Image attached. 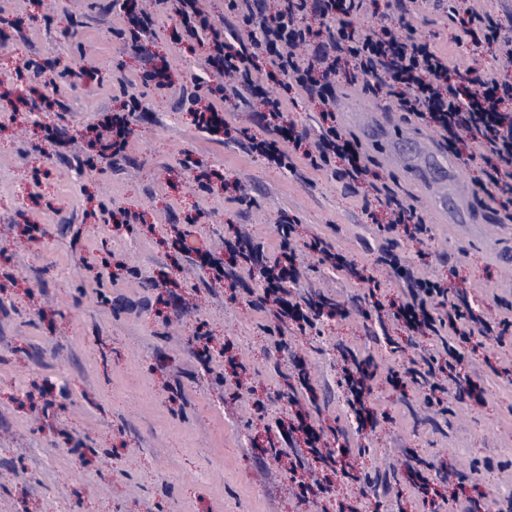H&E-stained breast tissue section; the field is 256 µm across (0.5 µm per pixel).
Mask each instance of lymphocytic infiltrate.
<instances>
[{
	"label": "lymphocytic infiltrate",
	"mask_w": 512,
	"mask_h": 512,
	"mask_svg": "<svg viewBox=\"0 0 512 512\" xmlns=\"http://www.w3.org/2000/svg\"><path fill=\"white\" fill-rule=\"evenodd\" d=\"M369 0H283L280 10L264 15L259 0H226V9L236 20L235 30L219 26L198 6V0H173L175 32L186 41L207 38L209 61L218 63L219 77L208 85L207 98L190 94L196 105L195 123L208 133L221 131L225 121L218 114L219 101L247 99L260 94L265 109L263 118L274 131L284 119L283 98L278 94L258 93L253 75L266 71L269 77H286L308 97L328 102V93L336 73H344L347 82H363L366 88L383 91L397 109L432 126L441 143L456 157L467 156L480 161L479 188L497 204L504 220L512 223V112L505 108L512 101V84L499 82L481 66L466 71H450L448 57L434 46L418 41L413 28L397 32L385 27L372 35L359 33L353 20L365 12ZM332 20L329 40L315 41L310 28L299 19L307 10ZM316 134L307 129L294 130L286 144L275 140L251 143L253 151L265 155L277 166H287L291 156L300 155L311 167H334L347 189H355L368 174L358 142L349 140L336 124L332 110H322ZM373 196L388 217L386 228L401 232L408 240L421 241L427 234L425 220L406 207L386 187H374ZM381 262L406 284L402 297L389 305L369 300L372 311L387 310L393 319L403 322L407 336H456L459 342H471L488 336H502L512 331V320L494 321L477 314L469 302H456L442 282L419 279L401 265L397 255L383 249ZM296 250L290 233H283L280 252L262 264L255 275L257 294L251 305L265 312L272 324L275 353L287 351L282 338L284 327L296 322L314 326L313 318L301 309L306 299L292 296L289 285L296 280ZM444 357H430L424 363L408 360L398 370L390 371L395 386L414 383L424 387L427 406L445 403L446 389L442 375H449L457 386L454 398L480 399L479 385L459 370L463 353L457 345L447 344ZM290 413L277 422V434L283 447L272 448V455L288 458L293 481L301 496L327 493L328 480L307 482L303 472L310 464L328 468L329 472L350 477L353 467L348 449L333 450L320 445V427L305 411L296 388L281 392Z\"/></svg>",
	"instance_id": "lymphocytic-infiltrate-1"
}]
</instances>
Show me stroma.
<instances>
[{
    "instance_id": "1",
    "label": "stroma",
    "mask_w": 512,
    "mask_h": 512,
    "mask_svg": "<svg viewBox=\"0 0 512 512\" xmlns=\"http://www.w3.org/2000/svg\"><path fill=\"white\" fill-rule=\"evenodd\" d=\"M409 10L415 37L447 53L450 65L477 53L512 80L497 44L475 45L449 17L447 0H411ZM154 21L157 37L147 48L154 63H168L169 88L142 83L144 58L122 50L118 0H0V29L22 31L0 46V243L7 253L0 258V512H423L408 480H382L408 454L432 464L438 485L512 496V373L499 370L512 359V331L462 347L463 370L483 384L484 404L453 402L442 413L382 376L371 401L385 420L361 429L338 384L339 351L374 359L384 373L438 351L439 341L427 336L393 352L389 338L406 335L384 336L363 316L368 284L303 252L319 235L370 268L381 301L403 294L402 280L373 265L384 233L333 171L299 178L248 155L245 140H217L196 128L180 95L193 76L210 74L208 50L172 39L169 8ZM31 55L58 72L90 68L94 75L58 80L60 110L34 109L16 101L43 88L20 69ZM334 92L337 123L361 142L369 172L431 223L426 246L396 236L402 264L461 287L485 316L503 317L512 308V262L497 254L512 250V228L477 187L478 162L464 163L456 176L472 200L464 223H436L429 189L409 182L386 146L363 142L365 129L385 115L383 102L341 79ZM131 94L143 109L132 118L126 158L91 164L89 127ZM189 154L207 167L185 169ZM201 181L211 191L200 192ZM120 208L140 214L139 223L114 230L105 215ZM287 215L298 220V291L348 311L318 330L291 332L288 341L306 364L307 411L339 429L356 473L375 479L364 496L338 476L332 497L299 501L280 462L262 455L266 428L284 410L269 397L285 383L267 359L264 318L245 297H233L232 280L215 286L195 256L168 244L170 225L188 222L196 247L219 251L231 229L245 225L273 250ZM93 269L103 272L101 282L90 278ZM203 334L232 346L250 398L234 399L233 384L216 386L222 357L207 364L192 357L191 339ZM75 439L78 455L69 451Z\"/></svg>"
}]
</instances>
